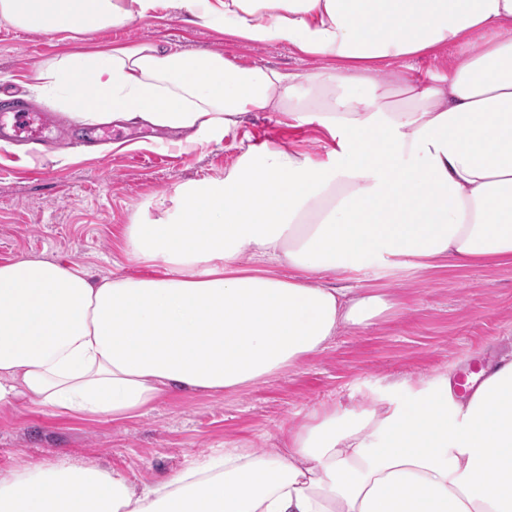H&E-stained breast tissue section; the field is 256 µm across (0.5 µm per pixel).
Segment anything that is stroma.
<instances>
[{
    "mask_svg": "<svg viewBox=\"0 0 512 512\" xmlns=\"http://www.w3.org/2000/svg\"><path fill=\"white\" fill-rule=\"evenodd\" d=\"M144 42L221 54L245 69L304 75L334 64L287 44H255L188 24L176 14L68 40L0 25V95H23L33 70L59 55ZM480 43L474 33L403 63L383 62L381 80L392 101L406 102L407 86L447 77L461 52ZM67 129L50 136L41 157L23 142H0V263L44 258L103 276L152 275L153 267L128 261L119 248L135 215L162 217L182 186L224 176L237 164L241 142L263 136L268 146L292 148L315 161L327 160L332 146L317 124H300L281 112L247 115L221 142L183 149L174 145L173 133L146 122H114L106 130L71 122ZM323 278L339 287L374 289L391 308L238 393H167L142 416L124 421L32 403L0 409V477L68 459L119 470L139 486L153 484L227 448L272 452L281 431L313 410L334 406L358 413L388 394L403 402L409 386L447 373L461 381L512 352V261L328 271Z\"/></svg>",
    "mask_w": 512,
    "mask_h": 512,
    "instance_id": "1",
    "label": "stroma"
}]
</instances>
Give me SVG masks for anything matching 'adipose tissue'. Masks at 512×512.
<instances>
[{"label": "adipose tissue", "mask_w": 512, "mask_h": 512, "mask_svg": "<svg viewBox=\"0 0 512 512\" xmlns=\"http://www.w3.org/2000/svg\"><path fill=\"white\" fill-rule=\"evenodd\" d=\"M169 10L347 65L299 76L141 43L62 55L32 91L76 122L146 121L183 146L288 103L329 135L331 160L250 146L183 186L122 240L159 276L0 264V407L124 420L171 391L237 392L388 310L319 273L512 259V0H0V24L92 35ZM474 32L482 46L447 80L388 103L378 61ZM467 385L457 396L448 374L379 410H316L274 452L228 448L140 489L105 467L35 466L0 479V512H512V355Z\"/></svg>", "instance_id": "ef3b65f1"}]
</instances>
